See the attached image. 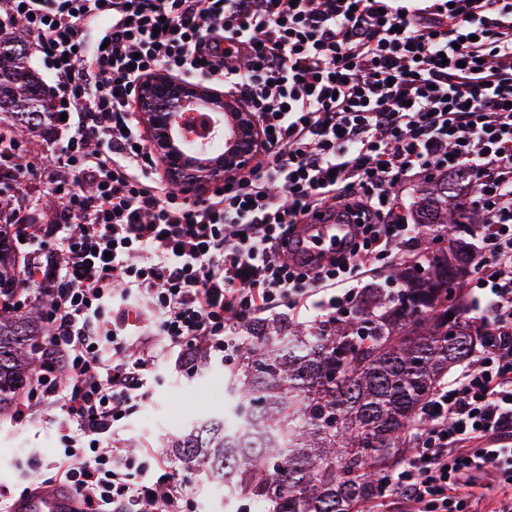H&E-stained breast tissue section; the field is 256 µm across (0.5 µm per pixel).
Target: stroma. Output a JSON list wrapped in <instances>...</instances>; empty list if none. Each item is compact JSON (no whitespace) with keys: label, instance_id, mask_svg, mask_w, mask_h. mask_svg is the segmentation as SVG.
Returning <instances> with one entry per match:
<instances>
[{"label":"stroma","instance_id":"35a3bbf8","mask_svg":"<svg viewBox=\"0 0 512 512\" xmlns=\"http://www.w3.org/2000/svg\"><path fill=\"white\" fill-rule=\"evenodd\" d=\"M48 140L32 135L21 146L20 158L28 171L17 183L14 202L38 211L43 229H50V210L41 206L51 196L49 183L53 166L44 164ZM235 361L211 360L194 374L182 370L175 355L166 354L148 380L149 397L132 413L115 423L111 435L113 446L130 443L138 448H158L166 461L181 467L189 496L200 512H262L255 501L241 497L226 485L185 467L183 459L166 442L212 415L223 414L227 405L224 386ZM55 409H27L19 406L16 416L0 421V492L16 494L18 486L37 479L55 466L61 446L60 434L53 423Z\"/></svg>","mask_w":512,"mask_h":512}]
</instances>
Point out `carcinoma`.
Returning a JSON list of instances; mask_svg holds the SVG:
<instances>
[{
	"instance_id": "obj_1",
	"label": "carcinoma",
	"mask_w": 512,
	"mask_h": 512,
	"mask_svg": "<svg viewBox=\"0 0 512 512\" xmlns=\"http://www.w3.org/2000/svg\"><path fill=\"white\" fill-rule=\"evenodd\" d=\"M51 111L24 38L0 27V145L25 138ZM475 193L466 171L424 180L417 223L446 228L449 245L434 239L412 264L392 268L388 279L402 288L364 289L355 317L254 325L227 385L239 397L233 419L205 420L168 447L266 512H371L380 476L415 448L422 402L491 336L466 314L463 292L473 251L466 235L481 223L465 205ZM10 230L0 224L1 417L16 412L38 373L66 374L41 353L52 335L43 302L18 310Z\"/></svg>"
}]
</instances>
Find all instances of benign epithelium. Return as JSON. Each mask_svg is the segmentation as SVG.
Here are the masks:
<instances>
[{
    "label": "benign epithelium",
    "mask_w": 512,
    "mask_h": 512,
    "mask_svg": "<svg viewBox=\"0 0 512 512\" xmlns=\"http://www.w3.org/2000/svg\"><path fill=\"white\" fill-rule=\"evenodd\" d=\"M214 93L201 85L176 81L163 73L146 79L138 103L144 112L150 139L168 176L182 185L186 194L204 187L213 179L224 178L248 169L257 156L258 128L252 113L237 112L229 102H217L210 111L209 124L224 131L233 145L217 161L195 164L179 145V125L186 124L185 113L173 110L186 102L209 99Z\"/></svg>",
    "instance_id": "obj_1"
}]
</instances>
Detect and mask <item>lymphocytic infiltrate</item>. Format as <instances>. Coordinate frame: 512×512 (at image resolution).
<instances>
[{
  "mask_svg": "<svg viewBox=\"0 0 512 512\" xmlns=\"http://www.w3.org/2000/svg\"><path fill=\"white\" fill-rule=\"evenodd\" d=\"M53 78L48 118L60 200L51 232L15 208L35 250L57 257L25 282L45 295V355L26 395L58 409L63 453L40 475L79 512H192L160 451L103 440L147 395L157 351L231 356L245 325L300 310L348 316L370 267L427 234L395 212V186L469 171L482 214L466 290L491 342L431 393L415 449L381 478L408 512H512V0H6ZM220 88L262 130L261 158L228 191L178 200L134 103L158 72ZM331 206L355 227L300 264L297 225Z\"/></svg>",
  "mask_w": 512,
  "mask_h": 512,
  "instance_id": "f902f5d3",
  "label": "lymphocytic infiltrate"
}]
</instances>
